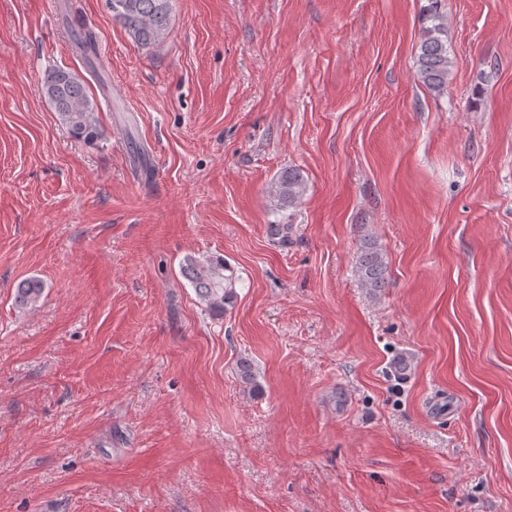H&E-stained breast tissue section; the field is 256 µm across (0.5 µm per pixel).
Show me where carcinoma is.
<instances>
[{
    "instance_id": "cac0c4a2",
    "label": "carcinoma",
    "mask_w": 512,
    "mask_h": 512,
    "mask_svg": "<svg viewBox=\"0 0 512 512\" xmlns=\"http://www.w3.org/2000/svg\"><path fill=\"white\" fill-rule=\"evenodd\" d=\"M172 0H107L112 19L119 23L130 39L142 49L162 43L170 33ZM441 0H432L426 28L416 61L418 81L430 90L441 93L448 90L452 61L448 51V14L440 9ZM76 44L88 55L95 52V37L79 19L72 23ZM44 92L58 113L60 120L75 135L92 140L96 136L95 104L83 81L63 67L48 70ZM303 174L296 168L281 171L271 184V194L280 207L296 206L306 193ZM361 281L369 293L375 295L384 287L387 262L380 249L371 246L357 257ZM183 276L189 280L199 300L214 316L224 315L233 306L238 293V277L221 255L204 259L187 257L182 266ZM45 289V283L35 277L22 280L16 288V304L22 308L36 305Z\"/></svg>"
}]
</instances>
